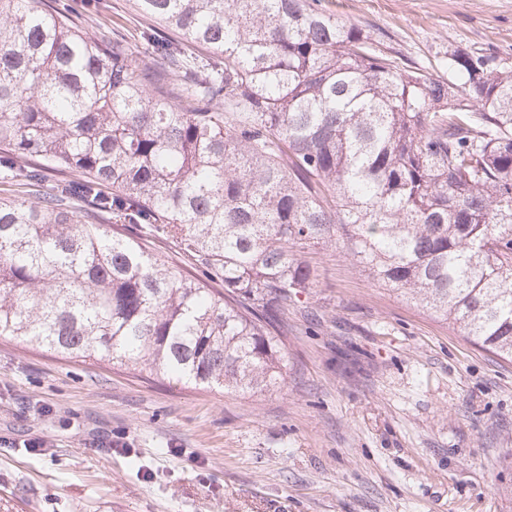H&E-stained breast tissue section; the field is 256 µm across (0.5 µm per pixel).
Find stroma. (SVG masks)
I'll use <instances>...</instances> for the list:
<instances>
[{
  "mask_svg": "<svg viewBox=\"0 0 512 512\" xmlns=\"http://www.w3.org/2000/svg\"><path fill=\"white\" fill-rule=\"evenodd\" d=\"M134 51V0H47ZM411 66H512V0H320ZM288 316L284 392L234 396L0 338V512H512V363L333 248Z\"/></svg>",
  "mask_w": 512,
  "mask_h": 512,
  "instance_id": "obj_1",
  "label": "stroma"
}]
</instances>
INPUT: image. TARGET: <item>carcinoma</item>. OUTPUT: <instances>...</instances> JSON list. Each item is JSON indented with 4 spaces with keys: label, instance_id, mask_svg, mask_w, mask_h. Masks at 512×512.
<instances>
[{
    "label": "carcinoma",
    "instance_id": "carcinoma-1",
    "mask_svg": "<svg viewBox=\"0 0 512 512\" xmlns=\"http://www.w3.org/2000/svg\"><path fill=\"white\" fill-rule=\"evenodd\" d=\"M135 4L160 64L0 0L1 338L268 392L302 254L336 245L512 361V67L436 78L316 0Z\"/></svg>",
    "mask_w": 512,
    "mask_h": 512
}]
</instances>
